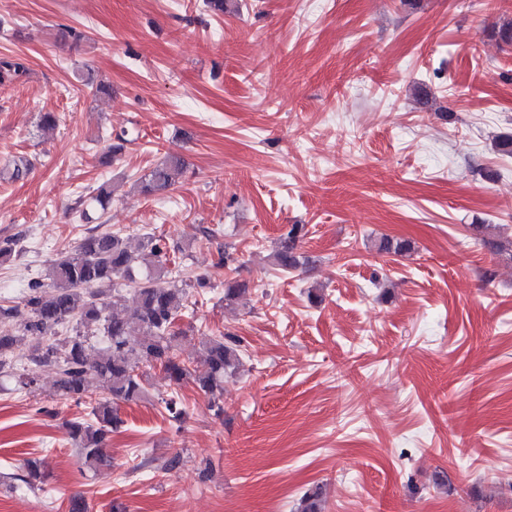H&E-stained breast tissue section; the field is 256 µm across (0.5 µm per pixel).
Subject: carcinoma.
Listing matches in <instances>:
<instances>
[{"instance_id": "carcinoma-1", "label": "carcinoma", "mask_w": 512, "mask_h": 512, "mask_svg": "<svg viewBox=\"0 0 512 512\" xmlns=\"http://www.w3.org/2000/svg\"><path fill=\"white\" fill-rule=\"evenodd\" d=\"M27 74L21 58L0 57L1 87L15 85ZM183 173V160L171 157L151 171L140 192L150 196L166 191L180 182ZM303 231V225L293 224L281 236L271 254L273 265L284 272L301 265L297 243ZM179 251V245L151 234L135 247L118 233L91 234L73 253L52 262L49 284L29 283L23 306L0 305V317L23 318L22 335L0 336V373L17 375L22 388L34 383L14 356L16 348L27 343L31 344L27 362L54 366L59 399L89 409V418L69 423L71 438L88 467L105 460L112 432L122 424L116 406L141 399L145 391L142 367L161 365L177 386L191 375L175 353L178 339L185 335L178 321L185 310L187 289L206 288L208 283L201 277L181 285L167 279L170 254ZM119 283L131 289L133 306L111 317L106 289ZM247 291L244 282H227L224 301L232 304ZM92 326L102 327L108 341L107 348L94 358L87 353V337L80 334V328ZM201 356L206 373L195 382L211 397L216 413L222 414L224 374L239 362L236 340L229 335L210 338L202 343ZM24 471L22 476L9 474L7 478L34 487L47 477L42 459L27 460ZM299 512H324L321 487L305 492Z\"/></svg>"}]
</instances>
